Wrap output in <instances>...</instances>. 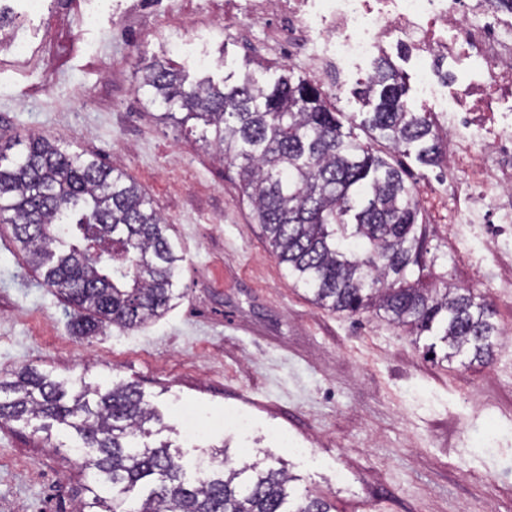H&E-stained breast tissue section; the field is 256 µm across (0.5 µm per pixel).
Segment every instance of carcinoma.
<instances>
[{"mask_svg":"<svg viewBox=\"0 0 512 512\" xmlns=\"http://www.w3.org/2000/svg\"><path fill=\"white\" fill-rule=\"evenodd\" d=\"M140 88L157 119L201 126V141L238 169L242 196L293 282L328 310L383 312L416 337H435L443 359L484 364L498 327L488 301L425 271L428 229L405 171L362 142L360 129L425 165L442 158L432 113L413 110L406 81L376 63L360 90L373 111H336L322 87L252 73L233 84L196 81L153 61ZM0 223L13 227L26 262L73 308L81 336L102 324L135 328L180 296L184 260L171 225L127 173L58 140L31 135L0 145ZM58 424L88 449L78 512H330L321 497L288 507L283 469L239 468L227 458L196 484L169 445L144 439L160 422L132 384L106 392L69 387L35 367L0 376V421Z\"/></svg>","mask_w":512,"mask_h":512,"instance_id":"1","label":"carcinoma"}]
</instances>
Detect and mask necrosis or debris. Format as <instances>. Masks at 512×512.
<instances>
[{
  "instance_id": "necrosis-or-debris-1",
  "label": "necrosis or debris",
  "mask_w": 512,
  "mask_h": 512,
  "mask_svg": "<svg viewBox=\"0 0 512 512\" xmlns=\"http://www.w3.org/2000/svg\"><path fill=\"white\" fill-rule=\"evenodd\" d=\"M280 52L304 57L316 75L397 58L439 128L448 169L468 188L454 215L512 224V0H245Z\"/></svg>"
}]
</instances>
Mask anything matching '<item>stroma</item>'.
Listing matches in <instances>:
<instances>
[{"label": "stroma", "mask_w": 512, "mask_h": 512, "mask_svg": "<svg viewBox=\"0 0 512 512\" xmlns=\"http://www.w3.org/2000/svg\"><path fill=\"white\" fill-rule=\"evenodd\" d=\"M0 38V143L42 135L124 170L153 201L183 255L180 299L133 329L75 335L71 308L16 252L0 224V374L23 366L55 380L134 384L162 418L150 445L169 444L189 479L195 462L226 446L233 464L285 462L291 497H325L332 512H512V289L500 268L512 239L489 224L448 220L466 177L447 164L404 159L430 247L448 280L493 305L501 331L489 363L431 360L422 343L375 312L316 307L269 252L241 198L235 167L198 134L164 125L138 92L139 61L159 56L196 77L267 82L308 76L261 55L262 30L224 15L225 0H179L181 19L134 0H38ZM181 26L187 50L166 31ZM212 430L188 445L178 411ZM246 417L247 432L233 424ZM287 443H280V435ZM85 468L59 428L0 422V512H75Z\"/></svg>", "instance_id": "35a3bbf8"}]
</instances>
